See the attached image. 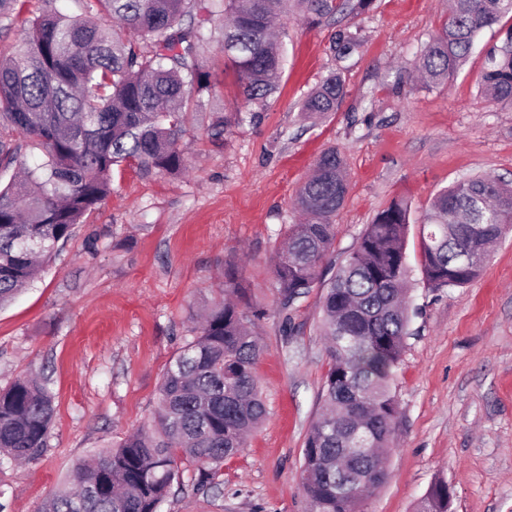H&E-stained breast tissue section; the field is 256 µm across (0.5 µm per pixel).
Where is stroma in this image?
<instances>
[{
  "mask_svg": "<svg viewBox=\"0 0 512 512\" xmlns=\"http://www.w3.org/2000/svg\"><path fill=\"white\" fill-rule=\"evenodd\" d=\"M447 15L448 0H375L346 19L363 47L342 72L345 98L316 121L299 107L338 71L336 23L284 19L281 85L257 112L237 92L218 30L206 28L209 82L179 141L184 171L114 169L104 200L40 278L0 308V387L36 376L55 406L39 459L0 466V512H36L84 459L151 428L164 371L231 278L247 288V310L265 312L256 375L267 413L214 487L195 489L197 466L183 463L160 512H307L303 449L330 366L323 291L279 314L273 259L299 219V187L331 148L349 184L334 219L333 265L392 200L411 204L412 334L391 384L396 445L384 484L361 510L416 512L442 478L452 512H512V232L463 287L428 288L416 246L439 190L483 174L512 182V105L478 89L500 28L478 34L449 85L427 89L417 78L420 52ZM218 111L229 125L216 145L208 127Z\"/></svg>",
  "mask_w": 512,
  "mask_h": 512,
  "instance_id": "stroma-1",
  "label": "stroma"
}]
</instances>
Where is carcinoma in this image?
I'll return each instance as SVG.
<instances>
[{
	"label": "carcinoma",
	"mask_w": 512,
	"mask_h": 512,
	"mask_svg": "<svg viewBox=\"0 0 512 512\" xmlns=\"http://www.w3.org/2000/svg\"><path fill=\"white\" fill-rule=\"evenodd\" d=\"M374 0H224L216 15L205 0H93L95 16L43 10L24 20L9 54L0 52V173L23 165L21 144L42 161L0 186V306L38 277L59 242L109 192L123 164L143 175L182 168L178 141L192 90L207 85L202 30L224 31V56L243 99L260 104L278 89L283 49L273 21L296 16L308 25L357 16ZM512 20V0H451L439 33L423 50L419 80L451 82L477 33ZM119 21L132 36L109 38L102 25ZM359 37L336 31L331 49L346 60ZM482 94L512 103V25L487 52ZM342 72L329 75L301 104L308 119L336 111L345 96ZM348 183L340 155L321 153L296 204L305 221L285 231L274 273L281 308L309 293L322 296L323 335L330 368L324 410L303 450V491L310 512H361L365 497L387 476L398 405L391 391L409 335L404 295L409 281L410 203L392 201L367 225L329 282L322 266L335 237L332 219ZM512 225V183L490 175L458 181L433 198L419 230L422 274L432 288L473 282L488 262V245ZM224 284L163 374L155 427L127 435L80 463L69 485L37 512H159L186 460L198 464L196 489L214 484L224 459L245 446L261 423L263 402L255 366L261 344ZM44 383L20 377L0 389V462L40 456L54 416ZM448 483H434L418 512H448Z\"/></svg>",
	"instance_id": "obj_1"
}]
</instances>
